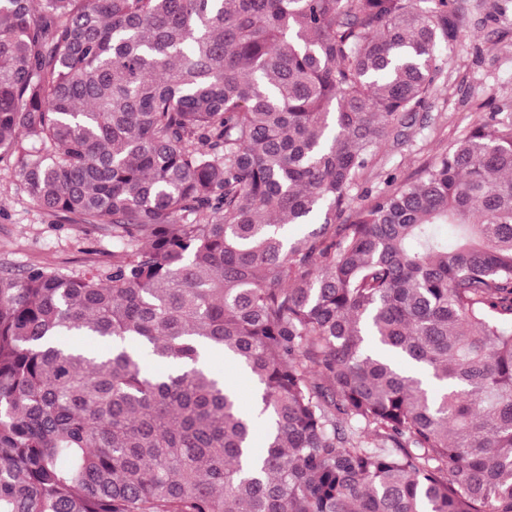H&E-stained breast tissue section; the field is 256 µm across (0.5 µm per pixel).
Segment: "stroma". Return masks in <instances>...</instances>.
<instances>
[{"instance_id": "obj_1", "label": "stroma", "mask_w": 512, "mask_h": 512, "mask_svg": "<svg viewBox=\"0 0 512 512\" xmlns=\"http://www.w3.org/2000/svg\"><path fill=\"white\" fill-rule=\"evenodd\" d=\"M463 15L459 39L441 52L436 92L412 115L395 121L372 167L355 191L356 204L390 191L392 179L419 169L493 108L512 112V0H456ZM47 265L78 274L112 266V229L77 224L37 208L17 169L0 165V267L20 273Z\"/></svg>"}]
</instances>
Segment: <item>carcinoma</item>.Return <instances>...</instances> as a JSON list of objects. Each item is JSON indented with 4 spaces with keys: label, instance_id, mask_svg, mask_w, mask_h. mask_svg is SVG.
<instances>
[{
    "label": "carcinoma",
    "instance_id": "1",
    "mask_svg": "<svg viewBox=\"0 0 512 512\" xmlns=\"http://www.w3.org/2000/svg\"><path fill=\"white\" fill-rule=\"evenodd\" d=\"M460 33L451 0H0V164L112 227L105 273L0 270V512H512V113L352 196Z\"/></svg>",
    "mask_w": 512,
    "mask_h": 512
}]
</instances>
